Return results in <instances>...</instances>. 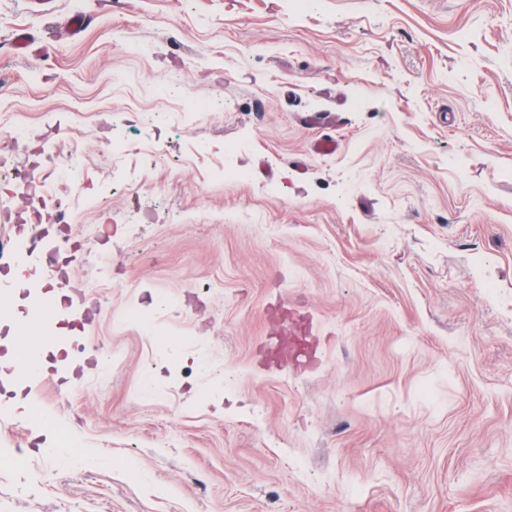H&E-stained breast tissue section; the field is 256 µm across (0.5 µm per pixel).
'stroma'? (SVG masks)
Returning <instances> with one entry per match:
<instances>
[{
	"label": "stroma",
	"mask_w": 512,
	"mask_h": 512,
	"mask_svg": "<svg viewBox=\"0 0 512 512\" xmlns=\"http://www.w3.org/2000/svg\"><path fill=\"white\" fill-rule=\"evenodd\" d=\"M1 125L86 310L0 267V358L68 352L0 512H512V0H0ZM21 185L25 190L24 197L27 199L31 211H29L25 222L22 224H44L49 222V211L41 204L46 203L48 188L44 180L30 174L23 176Z\"/></svg>",
	"instance_id": "1"
}]
</instances>
